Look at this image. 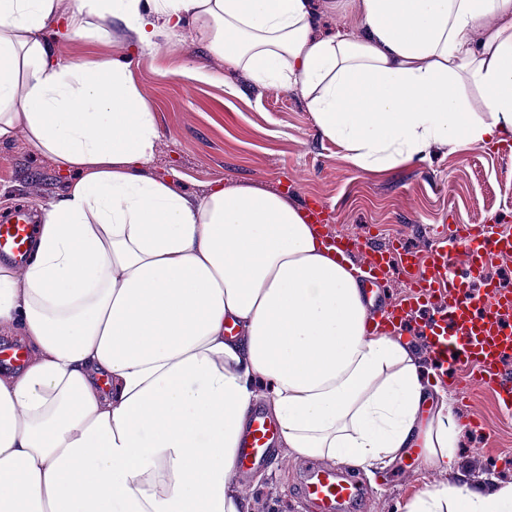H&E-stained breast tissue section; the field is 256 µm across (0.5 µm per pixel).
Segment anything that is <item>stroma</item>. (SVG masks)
<instances>
[{"label":"stroma","instance_id":"1","mask_svg":"<svg viewBox=\"0 0 512 512\" xmlns=\"http://www.w3.org/2000/svg\"><path fill=\"white\" fill-rule=\"evenodd\" d=\"M97 36L60 37L55 27L44 35L54 56L65 64L118 58L130 34L111 20L96 22ZM204 66L212 82L188 80L187 68ZM131 77L155 116L158 131L152 176L177 171L173 188L192 197L206 195L214 183L238 181L288 194L299 206L323 210L328 231L367 233L384 246L400 238L405 247L425 252L432 234L452 224H492L512 231V156L495 145L456 153L439 149L430 159L382 173L352 167L342 150L321 137L298 89L255 85L243 70L229 71L212 55L192 25L159 38L156 50L134 55ZM238 95H229L226 84ZM44 174L38 193L31 176ZM54 158L40 152L25 133L0 144V212L19 197L36 210L50 208L66 191ZM460 413L483 419L492 436L470 433L458 449L456 471L422 470L416 456L397 459L386 469L351 467L370 493L361 512H397L407 500L444 485L457 473L474 483L490 478L512 481V425L498 421L494 396L476 390L458 404ZM304 459L271 462L244 487L249 512H312L298 493Z\"/></svg>","mask_w":512,"mask_h":512}]
</instances>
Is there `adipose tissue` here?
Segmentation results:
<instances>
[{"label": "adipose tissue", "instance_id": "obj_1", "mask_svg": "<svg viewBox=\"0 0 512 512\" xmlns=\"http://www.w3.org/2000/svg\"><path fill=\"white\" fill-rule=\"evenodd\" d=\"M352 4L355 28L323 36L312 0H0V143L25 131L70 176L26 264L0 260V328L27 350L0 371V512H248L235 461L260 398L284 459L452 466L466 426L418 351L370 328L363 271L288 196L149 176L128 64L64 67L41 38L109 18L144 54L192 24L254 84L300 89L365 171L512 138V0ZM402 512H512V482Z\"/></svg>", "mask_w": 512, "mask_h": 512}]
</instances>
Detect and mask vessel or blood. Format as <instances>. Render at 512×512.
Masks as SVG:
<instances>
[{"label":"vessel or blood","instance_id":"obj_1","mask_svg":"<svg viewBox=\"0 0 512 512\" xmlns=\"http://www.w3.org/2000/svg\"><path fill=\"white\" fill-rule=\"evenodd\" d=\"M37 217L29 206L17 204L0 214V254L24 263L35 235ZM340 256L363 251V270L370 286H378L391 263H398L410 279L411 290L385 314L398 324L418 314L430 356L440 370L464 375L468 384L491 388L500 408L512 413V373L505 360L512 356V291L484 278L490 257L512 254V234L494 225H452L442 245L419 254L391 244L361 250L357 238L328 236ZM482 289H472L474 281ZM278 439V427L261 405L249 412L248 428L238 453L241 474L267 465ZM303 498L318 512H346L368 491L336 471L306 470L299 486Z\"/></svg>","mask_w":512,"mask_h":512}]
</instances>
